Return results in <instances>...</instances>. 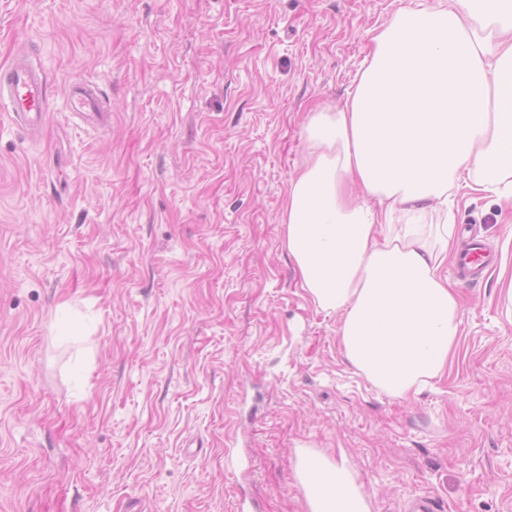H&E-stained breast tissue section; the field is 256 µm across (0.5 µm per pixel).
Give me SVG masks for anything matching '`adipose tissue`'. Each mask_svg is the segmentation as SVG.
Segmentation results:
<instances>
[{"label":"adipose tissue","instance_id":"1","mask_svg":"<svg viewBox=\"0 0 512 512\" xmlns=\"http://www.w3.org/2000/svg\"><path fill=\"white\" fill-rule=\"evenodd\" d=\"M369 39L343 106L306 114L281 244L355 371L408 399L461 335L454 226L428 216L463 185L512 203V0H409ZM292 470L307 512H372L344 457L301 448Z\"/></svg>","mask_w":512,"mask_h":512}]
</instances>
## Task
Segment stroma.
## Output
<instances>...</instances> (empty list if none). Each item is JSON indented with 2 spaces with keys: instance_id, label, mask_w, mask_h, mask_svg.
<instances>
[{
  "instance_id": "obj_1",
  "label": "stroma",
  "mask_w": 512,
  "mask_h": 512,
  "mask_svg": "<svg viewBox=\"0 0 512 512\" xmlns=\"http://www.w3.org/2000/svg\"><path fill=\"white\" fill-rule=\"evenodd\" d=\"M406 2L0 0V66L29 57L49 104L0 119V512H305L300 448L373 512H512V206L456 193L493 258L449 273L460 343L409 400L355 373L280 242L307 109ZM86 81L106 130L67 107Z\"/></svg>"
}]
</instances>
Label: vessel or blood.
Here are the masks:
<instances>
[{
  "label": "vessel or blood",
  "mask_w": 512,
  "mask_h": 512,
  "mask_svg": "<svg viewBox=\"0 0 512 512\" xmlns=\"http://www.w3.org/2000/svg\"><path fill=\"white\" fill-rule=\"evenodd\" d=\"M46 85L38 69L26 60H13L0 73V109L6 111L16 127L25 131L39 129L47 111ZM70 109L85 119L96 120L102 110L97 86H81L73 95ZM484 251L481 243L468 242L458 254V271L466 273L476 269L484 259Z\"/></svg>",
  "instance_id": "b4317fda"
}]
</instances>
